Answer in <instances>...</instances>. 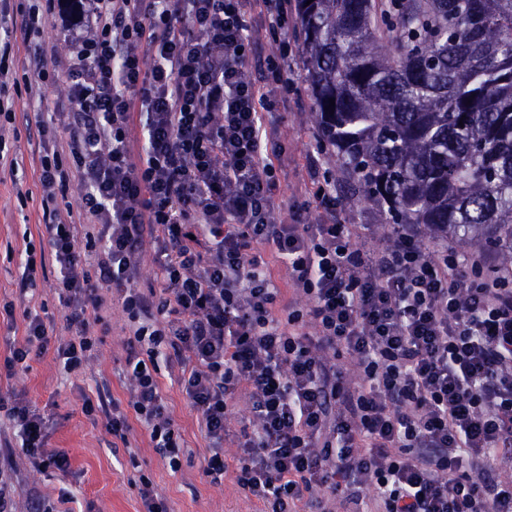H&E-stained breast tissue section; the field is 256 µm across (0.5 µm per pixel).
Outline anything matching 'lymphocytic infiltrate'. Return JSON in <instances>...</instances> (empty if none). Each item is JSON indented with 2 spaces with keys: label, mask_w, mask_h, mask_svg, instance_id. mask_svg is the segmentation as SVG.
<instances>
[{
  "label": "lymphocytic infiltrate",
  "mask_w": 512,
  "mask_h": 512,
  "mask_svg": "<svg viewBox=\"0 0 512 512\" xmlns=\"http://www.w3.org/2000/svg\"><path fill=\"white\" fill-rule=\"evenodd\" d=\"M54 17L62 55L44 35ZM294 19V0H0V118L15 116L4 78L16 30L34 42L38 78L51 59L64 78L69 111L35 129L43 234L72 331L55 345L28 318L1 366L14 374L51 349L67 371L88 367L89 329L104 323L111 291L130 319L128 405L171 470L179 447L153 371L162 359L183 368L213 483L244 403L236 484L264 512H512V268L445 238L418 244L413 224L373 246L339 221L336 187L315 161L290 223L278 221L283 145L269 116L300 88L287 53L262 46L286 44ZM73 180L81 224L55 206ZM148 238L157 284L141 288ZM265 246L287 260L304 306L277 308ZM1 410L32 468H69L27 401L0 397Z\"/></svg>",
  "instance_id": "obj_1"
}]
</instances>
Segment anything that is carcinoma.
Here are the masks:
<instances>
[{
  "label": "carcinoma",
  "instance_id": "cac0c4a2",
  "mask_svg": "<svg viewBox=\"0 0 512 512\" xmlns=\"http://www.w3.org/2000/svg\"><path fill=\"white\" fill-rule=\"evenodd\" d=\"M296 14L346 201L512 266V0H296Z\"/></svg>",
  "mask_w": 512,
  "mask_h": 512
}]
</instances>
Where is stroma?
<instances>
[{"label":"stroma","instance_id":"1","mask_svg":"<svg viewBox=\"0 0 512 512\" xmlns=\"http://www.w3.org/2000/svg\"><path fill=\"white\" fill-rule=\"evenodd\" d=\"M310 95L277 113L273 129L283 140L284 154L277 162L278 195L285 206H292L293 194L306 171L310 143L317 133ZM9 156L19 160L18 172L0 166V303L14 305L13 317L0 315V364L13 347L24 339L25 316H39L50 334L67 338L62 309L55 293L60 269L46 260L37 271L34 290L20 292V263L26 245L47 249L40 233L42 188L37 180L40 148L30 138L24 120L0 128ZM339 218L369 229L373 245H384L391 233L379 210L371 203L344 204ZM96 357L85 373H65L54 352L31 358L26 370L11 377H0V396L25 398L32 409L44 416L48 445L65 453L68 472L37 471L19 453V436L12 445L0 447V472H20L21 481L13 494L16 512H26V490L37 488L47 512H146L140 494L142 480H149L164 498L170 512H259L260 502L245 497L235 482L240 467L234 455L233 440H226L227 466L221 484H213L203 472V461L210 454L198 414L182 392L179 364L160 363L157 375L166 407L178 434L181 467L171 471L166 460L155 453L148 434L136 418H129L128 443L120 445L107 429L100 414L85 413L86 399L95 397L98 383H107L112 398L127 404L128 316L121 302H114L109 325L95 327Z\"/></svg>","mask_w":512,"mask_h":512}]
</instances>
